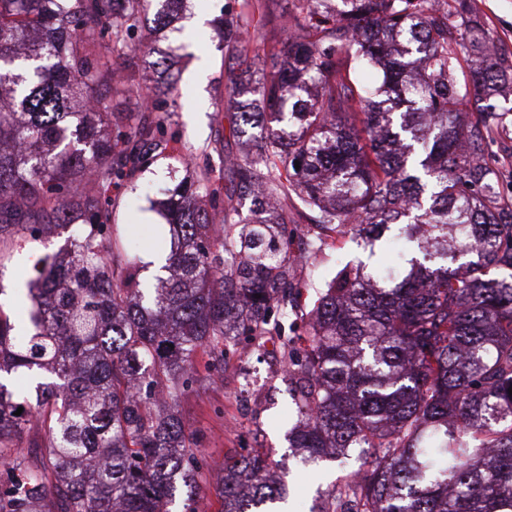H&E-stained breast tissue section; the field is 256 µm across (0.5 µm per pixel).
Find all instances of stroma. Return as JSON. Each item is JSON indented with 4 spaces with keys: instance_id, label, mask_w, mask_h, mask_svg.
Wrapping results in <instances>:
<instances>
[{
    "instance_id": "35a3bbf8",
    "label": "stroma",
    "mask_w": 512,
    "mask_h": 512,
    "mask_svg": "<svg viewBox=\"0 0 512 512\" xmlns=\"http://www.w3.org/2000/svg\"><path fill=\"white\" fill-rule=\"evenodd\" d=\"M492 46L512 57V0H469ZM238 0H184L178 20L162 44L179 61L180 79L176 104L167 122L166 137L179 149L180 160L162 159L114 190L112 222L118 237H127L131 225L147 227L157 245H164L169 227L152 210L149 198L184 175L185 167L200 168L215 159L224 147L225 87L222 72L229 60L220 48L217 21L225 12H239ZM494 125L489 153L498 161L499 181L505 197H512V99L502 98ZM312 224L298 226L293 250L303 256L293 264L294 316L308 312L325 283L336 272L338 254L363 257L364 251L351 239L343 250L331 240H318ZM65 235H51L40 242L17 240L0 258V308L17 317L25 314L28 302L20 289L36 260L63 248ZM252 364L262 379L258 398L249 409L237 401V380L241 365ZM178 410L183 422L199 438V460L207 469H223L225 463L240 459L252 450L270 451L274 475H285L290 489L287 512L311 504L317 490L343 487L347 470L328 464L324 471L300 473L288 458L287 432L296 421V406L284 372L283 352L270 354L253 343H240L225 353L224 371L215 378H203L181 397Z\"/></svg>"
}]
</instances>
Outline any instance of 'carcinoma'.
Wrapping results in <instances>:
<instances>
[{"label":"carcinoma","instance_id":"obj_1","mask_svg":"<svg viewBox=\"0 0 512 512\" xmlns=\"http://www.w3.org/2000/svg\"><path fill=\"white\" fill-rule=\"evenodd\" d=\"M180 0H0V257L67 231L25 283L28 322L0 309V512H276L268 456L202 476L175 413L243 340L277 336L299 419L289 447L317 464L364 458L360 512H512V203L487 160L512 63L467 0H292L273 71L252 78L266 0L224 19V176L194 170L157 199L172 228L164 275L112 227V188L160 159L174 62L157 48ZM142 75L112 90L116 60ZM467 65L469 80L459 78ZM480 119L460 121L466 101ZM250 201L239 219L232 199ZM375 255L398 227L402 263L349 260L304 327L288 317V225ZM23 412L16 416L18 408ZM42 448L45 469L24 454Z\"/></svg>","mask_w":512,"mask_h":512}]
</instances>
